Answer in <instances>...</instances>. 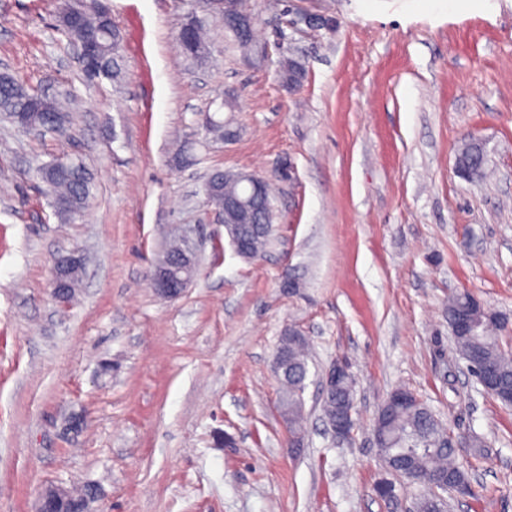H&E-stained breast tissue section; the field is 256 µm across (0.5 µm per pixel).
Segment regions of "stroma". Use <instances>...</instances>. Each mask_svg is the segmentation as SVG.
<instances>
[{"label":"stroma","instance_id":"35a3bbf8","mask_svg":"<svg viewBox=\"0 0 512 512\" xmlns=\"http://www.w3.org/2000/svg\"><path fill=\"white\" fill-rule=\"evenodd\" d=\"M248 2L260 60L208 0H106L120 74L90 80L58 29L65 0H0V71L79 103L63 136L0 120V512L83 484L95 512H412L421 486L391 477L372 441L397 387L487 443L459 454L472 491L448 512H512V408L468 376L448 327L461 291L512 319V0ZM191 21L202 61L178 42ZM471 138L479 181L457 167ZM62 158L93 186L77 215L37 175ZM217 171L270 179L262 259L234 252L207 203ZM182 235L199 270L166 299L150 276ZM72 252L84 269L61 303L54 261ZM291 328L310 343L299 448L271 371ZM337 360L356 380L343 444L321 413ZM460 163L469 172L471 178L483 179L486 175V154L482 144L470 139L463 145L460 154Z\"/></svg>","mask_w":512,"mask_h":512}]
</instances>
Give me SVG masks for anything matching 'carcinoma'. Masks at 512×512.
Masks as SVG:
<instances>
[{"label":"carcinoma","instance_id":"1","mask_svg":"<svg viewBox=\"0 0 512 512\" xmlns=\"http://www.w3.org/2000/svg\"><path fill=\"white\" fill-rule=\"evenodd\" d=\"M77 15V28L87 38H94L104 28L100 17L86 9L85 4L68 6L62 13V26L70 33L67 18L73 12ZM0 111L11 118L23 114L28 128H49L47 115L66 116L59 99L30 93L22 84L10 80L6 91L0 95ZM460 163L471 177L482 179L486 175V154L482 144L470 139L463 145ZM41 179L54 196L56 207L65 213L83 210L90 200V182L84 169L77 163L67 168V174L61 176L56 166L49 165L41 169ZM473 296L460 292L448 297V322L466 309ZM508 317L494 314L483 317L480 332L470 336H456L454 342L467 361L479 371L493 370L503 386H512V353L503 350L498 336L492 328L501 327ZM288 351V370L281 375L282 407L288 416L290 431L295 439H302L300 421L303 416V393L308 376V341L305 336L290 334L281 340ZM407 392L405 388L392 390L383 402L382 412L375 422L381 424L384 431V443L380 449L386 468L412 485H427L434 474H446L453 482L462 487H471L469 474L458 462L457 456L462 448H482L485 442L478 436L462 441L456 439L436 418L435 414L422 402L403 405L399 395ZM355 379L349 376L328 391L322 410L331 417L354 410Z\"/></svg>","mask_w":512,"mask_h":512}]
</instances>
